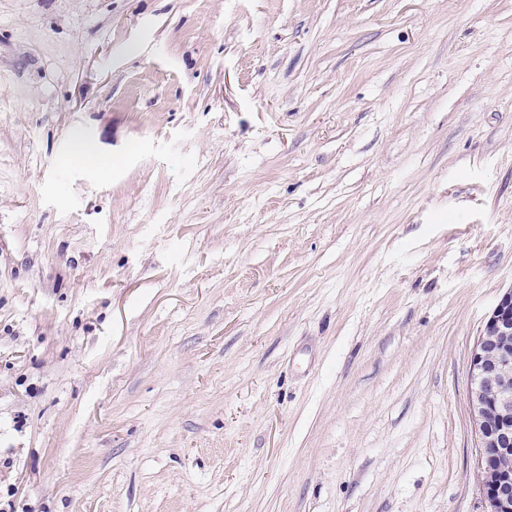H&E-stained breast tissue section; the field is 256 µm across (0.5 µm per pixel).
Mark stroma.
Wrapping results in <instances>:
<instances>
[{
    "label": "stroma",
    "mask_w": 512,
    "mask_h": 512,
    "mask_svg": "<svg viewBox=\"0 0 512 512\" xmlns=\"http://www.w3.org/2000/svg\"><path fill=\"white\" fill-rule=\"evenodd\" d=\"M1 70L0 512H486L512 0H0Z\"/></svg>",
    "instance_id": "1"
}]
</instances>
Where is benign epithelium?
I'll return each instance as SVG.
<instances>
[{
    "instance_id": "7a95c632",
    "label": "benign epithelium",
    "mask_w": 512,
    "mask_h": 512,
    "mask_svg": "<svg viewBox=\"0 0 512 512\" xmlns=\"http://www.w3.org/2000/svg\"><path fill=\"white\" fill-rule=\"evenodd\" d=\"M470 413L487 512H512V289L473 348Z\"/></svg>"
}]
</instances>
